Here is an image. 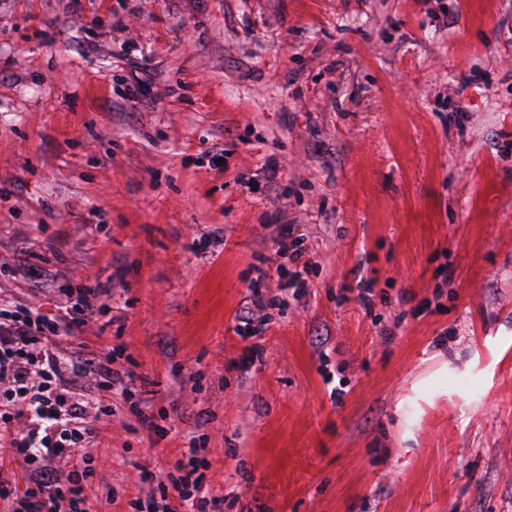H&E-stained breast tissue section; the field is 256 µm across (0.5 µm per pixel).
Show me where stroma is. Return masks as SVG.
Returning a JSON list of instances; mask_svg holds the SVG:
<instances>
[{
	"mask_svg": "<svg viewBox=\"0 0 512 512\" xmlns=\"http://www.w3.org/2000/svg\"><path fill=\"white\" fill-rule=\"evenodd\" d=\"M288 229L313 269L284 308ZM21 254L0 300L109 284L57 349L122 350L166 415L102 428L95 512L189 435L224 512H512V0H0Z\"/></svg>",
	"mask_w": 512,
	"mask_h": 512,
	"instance_id": "35a3bbf8",
	"label": "stroma"
}]
</instances>
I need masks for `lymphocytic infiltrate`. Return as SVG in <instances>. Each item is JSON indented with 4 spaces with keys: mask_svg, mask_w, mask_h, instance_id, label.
<instances>
[{
    "mask_svg": "<svg viewBox=\"0 0 512 512\" xmlns=\"http://www.w3.org/2000/svg\"><path fill=\"white\" fill-rule=\"evenodd\" d=\"M42 277L54 286L52 312L34 303L0 302V449L25 473L24 484L12 491L13 512H89L95 471L86 450L97 423L127 411L147 436H165L167 429L135 402L139 379L119 365L115 351L71 363L75 375L99 377V384L76 396L59 391L60 360L49 343L67 335L87 311L82 295L55 287L54 272ZM206 471L196 438H189L166 479L133 502L134 512H224Z\"/></svg>",
    "mask_w": 512,
    "mask_h": 512,
    "instance_id": "obj_1",
    "label": "lymphocytic infiltrate"
}]
</instances>
